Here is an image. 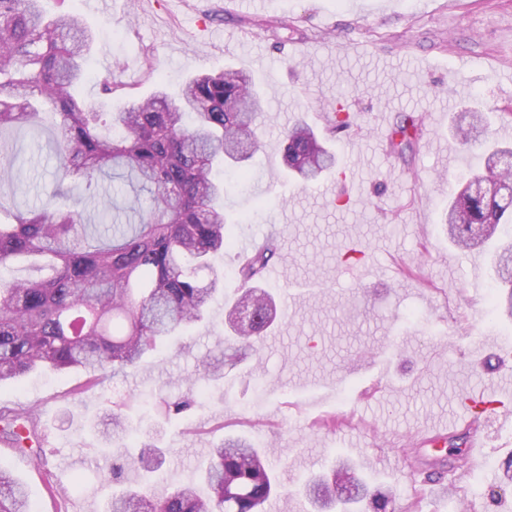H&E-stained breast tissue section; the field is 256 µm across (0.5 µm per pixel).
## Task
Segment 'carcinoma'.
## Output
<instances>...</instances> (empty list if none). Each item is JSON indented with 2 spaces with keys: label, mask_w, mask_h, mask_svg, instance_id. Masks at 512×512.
<instances>
[{
  "label": "carcinoma",
  "mask_w": 512,
  "mask_h": 512,
  "mask_svg": "<svg viewBox=\"0 0 512 512\" xmlns=\"http://www.w3.org/2000/svg\"><path fill=\"white\" fill-rule=\"evenodd\" d=\"M92 33L75 13L48 16L42 0H0V181L20 180L17 153L5 135L36 130L42 115L52 116L60 134L56 147L57 189L37 206L15 207L0 222V269L19 261L40 272L32 280L0 277V385L43 369L56 374L82 370L95 385L102 373L137 370L157 346L204 321L208 308L224 295V272L212 257L233 248L226 234L225 183L214 168L244 181L247 162L261 147L257 119L265 111L253 78L233 68L205 72L184 84L179 98L160 88L144 101L117 112H97L75 91L89 73L86 57ZM484 117L462 111L456 136L462 145L478 140ZM423 134L422 121L400 115L389 140L399 154ZM284 165L305 187L336 164V156L302 121L288 127ZM512 146L490 152L485 171L474 179L512 182ZM112 171L127 178L133 192L147 191L144 213L125 211L128 223L87 231L84 204L99 178ZM448 234L466 250L491 240L501 225L512 224V201L471 198L465 190L450 197ZM473 225L485 235L470 236ZM512 242L494 255L496 279L511 290L493 293V308L512 316ZM281 259L272 241L238 255L236 281L241 294L228 313L237 340L246 347L260 340L277 317L272 294L258 286L268 267ZM223 375V361L208 358L197 381ZM34 411L0 406V431L22 446L18 429L32 424ZM124 418L112 414L98 434L107 443L124 431ZM162 451L144 443L133 465L160 469ZM274 486L268 459L243 436H228L211 449L203 487H178L163 497L126 490L112 495L106 512H263ZM318 512L356 508L369 500L373 512H387L391 496L372 491L353 465L342 462L329 476L306 485ZM0 512H34L25 490L0 470Z\"/></svg>",
  "instance_id": "obj_1"
}]
</instances>
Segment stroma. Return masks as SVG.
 I'll return each mask as SVG.
<instances>
[{
	"instance_id": "obj_1",
	"label": "stroma",
	"mask_w": 512,
	"mask_h": 512,
	"mask_svg": "<svg viewBox=\"0 0 512 512\" xmlns=\"http://www.w3.org/2000/svg\"><path fill=\"white\" fill-rule=\"evenodd\" d=\"M91 0H44L48 14L80 13L94 36L90 77L78 96L109 110L178 92L190 76L225 66L251 73L269 110L251 176L225 175V290L205 321L152 351L133 373L86 388L87 373L31 374L0 387V405L36 411L50 434L42 459L0 447V469L25 486L37 512H103L113 492L156 496L199 482L210 448L231 434L267 451L280 483L265 512H311L307 479L352 462L366 483L418 512H512V428L472 470L457 496H436L452 479L448 454L424 453L418 470L408 437L448 428L462 402L512 411V318L487 311L495 289L488 251L460 256L441 218L449 194L482 171L491 146L512 138V0H120L92 13ZM114 86L102 91L104 81ZM478 107L489 126L462 147L455 117ZM351 127L330 139L336 167L303 187L282 165L284 133L296 119L326 132L336 108ZM425 134L399 158L380 139L399 114ZM19 183L0 184L6 205L37 204L54 185L57 130L11 134ZM276 238L281 278H263L284 316L239 361L218 346L237 298L236 252ZM224 361V377L190 385L202 359ZM498 357L501 369L485 374ZM192 405L168 414L166 404ZM121 410L127 431L104 447L91 427ZM166 450L159 477L112 463L141 443Z\"/></svg>"
}]
</instances>
